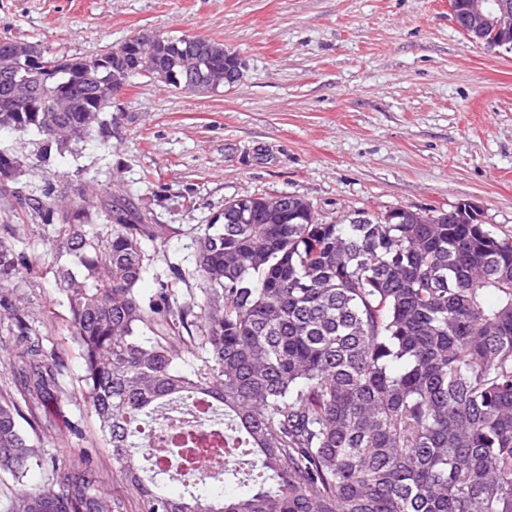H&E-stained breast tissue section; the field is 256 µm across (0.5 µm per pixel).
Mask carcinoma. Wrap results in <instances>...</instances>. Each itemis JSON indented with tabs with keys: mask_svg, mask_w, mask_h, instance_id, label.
Segmentation results:
<instances>
[{
	"mask_svg": "<svg viewBox=\"0 0 512 512\" xmlns=\"http://www.w3.org/2000/svg\"><path fill=\"white\" fill-rule=\"evenodd\" d=\"M164 39L151 65L129 38L119 69L128 81L160 69L185 91V48L224 88V44ZM19 40L0 41V128L34 131L60 150L97 134L112 138V71L93 58L43 54L62 68L42 87L17 65ZM19 157L0 151V183ZM86 182L28 203L32 235L71 265L57 269L68 336L81 382L118 473L141 512H512V234L444 208H398L392 218L357 214L325 224L293 195L231 199L193 240V280L179 267L139 288L167 224H146L118 199L85 205ZM34 264L0 240V289L32 279ZM12 340L5 364L20 398L0 394V471L18 477L43 460L16 418L35 432L57 429L64 362L32 329L26 298L0 292ZM181 352L198 364L174 366ZM196 411L228 448L224 468L198 463L186 423L160 440L177 468L161 467L137 442L136 423L173 404ZM249 458L258 489L212 500L209 484ZM183 486L179 496L143 476ZM51 483L12 499L11 512H120L85 449L51 459Z\"/></svg>",
	"mask_w": 512,
	"mask_h": 512,
	"instance_id": "carcinoma-1",
	"label": "carcinoma"
}]
</instances>
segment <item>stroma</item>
<instances>
[{"label": "stroma", "mask_w": 512, "mask_h": 512, "mask_svg": "<svg viewBox=\"0 0 512 512\" xmlns=\"http://www.w3.org/2000/svg\"><path fill=\"white\" fill-rule=\"evenodd\" d=\"M223 42L245 64L223 93L185 94L140 79L112 106V138L89 136L76 155L35 134L0 129V150L24 168L0 188V238L36 265L15 285L38 316L35 333L61 353L72 400L65 423L38 436L46 456L23 481L0 473V512L20 489L51 480L52 456L91 449L109 491L141 512L113 472L112 454L82 395V361L65 337L56 259L35 242L20 201L61 195L75 169H112L127 201L151 224L174 228L141 283L177 263L194 271L193 238L226 201L252 194L308 199L325 221L355 210L478 202L485 223L512 229V52L463 34L448 0H0V40L90 57L141 32Z\"/></svg>", "instance_id": "stroma-1"}]
</instances>
